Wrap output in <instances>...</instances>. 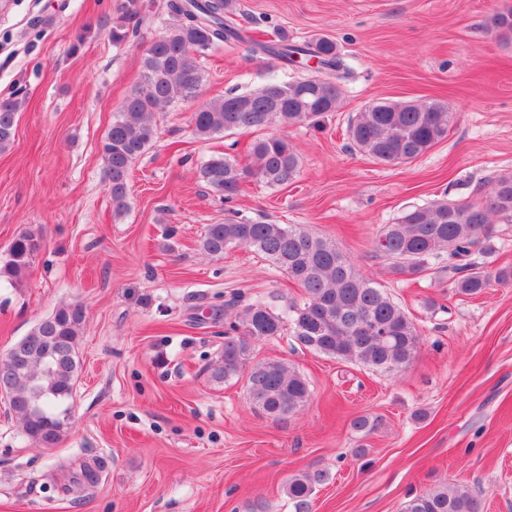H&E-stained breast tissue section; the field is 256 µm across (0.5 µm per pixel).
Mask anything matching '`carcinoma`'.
<instances>
[{"instance_id":"obj_1","label":"carcinoma","mask_w":512,"mask_h":512,"mask_svg":"<svg viewBox=\"0 0 512 512\" xmlns=\"http://www.w3.org/2000/svg\"><path fill=\"white\" fill-rule=\"evenodd\" d=\"M178 22L153 38L142 56V81L124 100L103 141V162L115 214L127 207L132 163L151 146L154 118L165 106L198 96L203 80L202 56L219 44L242 39L236 26L238 0H169ZM488 29L512 40V9L492 15ZM276 43L251 40V51L271 54L286 65L318 58V70L291 79L272 78L242 94L204 103L192 116L195 135L208 140L274 125L317 126L339 106L341 79L348 72L336 44L319 38L303 45L274 34ZM22 100L0 99V152L14 141ZM457 113L438 102L380 101L356 114L347 128L353 149L381 163H407L448 137ZM300 157L285 137L271 134L253 140L249 162L215 155L196 168L197 178L224 202L237 197L242 184L256 179L269 186L292 181ZM478 199H440L404 211L380 227L376 251L390 262V273L415 279L444 262L441 270L456 291L477 295L512 282V269L489 266L493 221L512 223V172L492 179ZM243 247L260 255L303 289L299 302L282 311L238 294L229 303L231 321L224 326V350L207 372L222 386L244 376L251 403L266 415L283 419L301 410L309 397L305 377L284 360L249 365L254 344L289 331L295 343L326 357L370 369L399 373L415 358L420 334L405 309L381 285L359 270L332 241L299 225L224 218L209 224L201 250L222 257ZM42 249V235L25 229L0 261V280L19 282ZM85 326L78 303L63 304L40 319L18 345V361L0 360V387L9 392V411L25 437L39 448H54L72 428L69 410L80 372L77 344ZM329 480L325 471L300 473L288 481L294 512H310L315 486ZM401 512H484L468 487L439 485L413 495Z\"/></svg>"}]
</instances>
